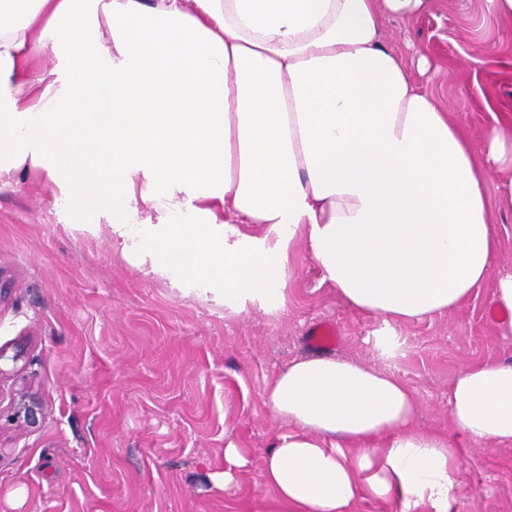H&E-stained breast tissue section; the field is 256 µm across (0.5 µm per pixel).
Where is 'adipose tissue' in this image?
I'll use <instances>...</instances> for the list:
<instances>
[{
    "label": "adipose tissue",
    "instance_id": "ef3b65f1",
    "mask_svg": "<svg viewBox=\"0 0 512 512\" xmlns=\"http://www.w3.org/2000/svg\"><path fill=\"white\" fill-rule=\"evenodd\" d=\"M425 0H0V180L33 167L56 203L112 223L114 245L178 271L228 315L287 306L303 242L321 284L384 327L458 309L497 270L490 175L512 200V128L482 148L410 78L387 16ZM53 58L43 73L30 60ZM269 437L256 512H456L461 460L512 447V361L449 384L452 433L415 425L392 371L305 355L262 393ZM236 441L209 471L234 490Z\"/></svg>",
    "mask_w": 512,
    "mask_h": 512
}]
</instances>
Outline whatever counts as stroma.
I'll return each instance as SVG.
<instances>
[{"label": "stroma", "mask_w": 512, "mask_h": 512, "mask_svg": "<svg viewBox=\"0 0 512 512\" xmlns=\"http://www.w3.org/2000/svg\"><path fill=\"white\" fill-rule=\"evenodd\" d=\"M383 35L474 146L491 117L512 127V19L490 13L486 0H426L387 17ZM288 267L284 313L229 319L223 302L179 273L130 264L113 248L110 224L73 223L42 172L0 185V346L25 344L30 357L0 380V404L23 386L46 403L42 429L0 450V512H227L206 475L233 437L252 467L229 497L251 512L278 427L262 392L308 354L306 330L335 323L334 355L381 363L382 324L320 286L304 246ZM393 333L408 341L401 377L422 430L450 429L448 385L459 368L512 360L483 291ZM461 470L457 512H512V447L475 449Z\"/></svg>", "instance_id": "35a3bbf8"}]
</instances>
